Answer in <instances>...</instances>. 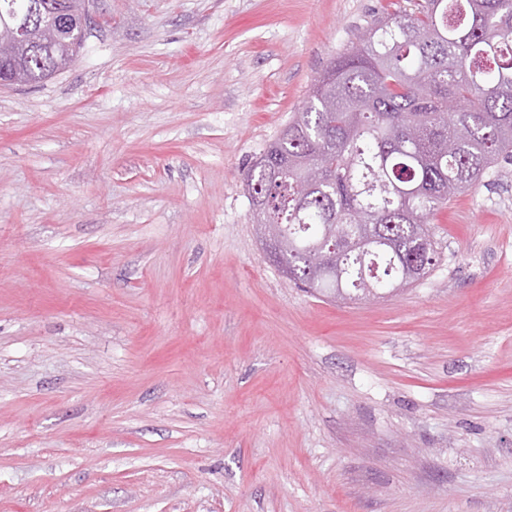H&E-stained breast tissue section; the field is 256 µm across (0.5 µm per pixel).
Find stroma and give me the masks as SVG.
<instances>
[{"instance_id": "1", "label": "stroma", "mask_w": 512, "mask_h": 512, "mask_svg": "<svg viewBox=\"0 0 512 512\" xmlns=\"http://www.w3.org/2000/svg\"><path fill=\"white\" fill-rule=\"evenodd\" d=\"M390 0H94L0 87V512H512V164L336 302L244 174Z\"/></svg>"}]
</instances>
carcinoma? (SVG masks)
<instances>
[{
  "label": "carcinoma",
  "instance_id": "obj_1",
  "mask_svg": "<svg viewBox=\"0 0 512 512\" xmlns=\"http://www.w3.org/2000/svg\"><path fill=\"white\" fill-rule=\"evenodd\" d=\"M70 0H0L25 14ZM331 59L249 170L288 279L336 300L382 297L429 273L430 217L512 161V0H410ZM68 54L33 57L34 80Z\"/></svg>",
  "mask_w": 512,
  "mask_h": 512
}]
</instances>
